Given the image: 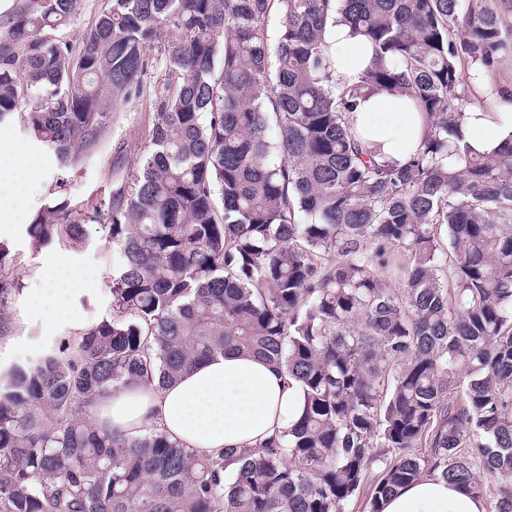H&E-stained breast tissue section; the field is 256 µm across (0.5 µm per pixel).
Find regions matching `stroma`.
Segmentation results:
<instances>
[{
    "label": "stroma",
    "mask_w": 512,
    "mask_h": 512,
    "mask_svg": "<svg viewBox=\"0 0 512 512\" xmlns=\"http://www.w3.org/2000/svg\"><path fill=\"white\" fill-rule=\"evenodd\" d=\"M163 62L154 63L144 78V91L140 97L117 106L98 145L82 154L75 165L59 168L54 156L26 130L22 119L0 126V135L17 144L21 162L30 166L33 177L26 193V209L22 218L14 221L4 240L16 257L8 274L20 285L7 309L12 332L0 339V373L11 365L35 358L59 337L67 335L65 325H51L42 311L23 310L22 294L41 287L40 272L48 262L62 258L74 266L94 273L98 285L92 297L81 303L91 322H99L111 314L108 277L118 263V252L113 249L107 223H91L86 227V239L80 244L54 243L34 247L26 234V226L35 213L52 199L65 197L72 204L90 208L108 206L113 191L127 178L134 162L150 143L156 118V95ZM512 82V59L495 63L494 75L483 85H469L467 105L485 112H505L512 108L507 100L492 90L495 81Z\"/></svg>",
    "instance_id": "35a3bbf8"
}]
</instances>
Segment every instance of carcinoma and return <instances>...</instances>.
Returning a JSON list of instances; mask_svg holds the SVG:
<instances>
[{"label":"carcinoma","mask_w":512,"mask_h":512,"mask_svg":"<svg viewBox=\"0 0 512 512\" xmlns=\"http://www.w3.org/2000/svg\"><path fill=\"white\" fill-rule=\"evenodd\" d=\"M80 0L0 18V125L21 113L58 164L165 61L151 143L107 210L56 199L32 245L81 243L106 219L120 254L112 316L0 376V512H368L426 473L512 512V141L458 128L465 67L512 58V0H110L74 50ZM281 28L270 45L267 26ZM374 49L336 77L324 34ZM425 121L403 163L349 121L368 93ZM0 241V338L17 290ZM227 350L303 393L260 448L199 454L96 420L100 401L169 383ZM237 463L224 484L226 462Z\"/></svg>","instance_id":"1"}]
</instances>
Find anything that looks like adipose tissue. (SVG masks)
Instances as JSON below:
<instances>
[{
    "instance_id": "ef3b65f1",
    "label": "adipose tissue",
    "mask_w": 512,
    "mask_h": 512,
    "mask_svg": "<svg viewBox=\"0 0 512 512\" xmlns=\"http://www.w3.org/2000/svg\"><path fill=\"white\" fill-rule=\"evenodd\" d=\"M336 74L354 84L370 64L373 52L344 25L328 26ZM350 120L358 138L378 147L382 159L405 162L424 134L423 117L399 94L378 93L358 101ZM459 132L476 152L489 153L512 137L511 112H466ZM31 174L9 163L0 164V232L6 219L24 208ZM44 286L25 294V303L48 312L73 334L83 333L89 316L82 296L97 285L93 274L70 264L53 263L42 272ZM302 391L297 382L257 357L227 352L199 361L169 385L152 384L104 399L98 420L139 435L155 429L202 454L227 448H255L288 430L299 416ZM380 512H487L484 500L464 486L426 474L383 498Z\"/></svg>"
}]
</instances>
